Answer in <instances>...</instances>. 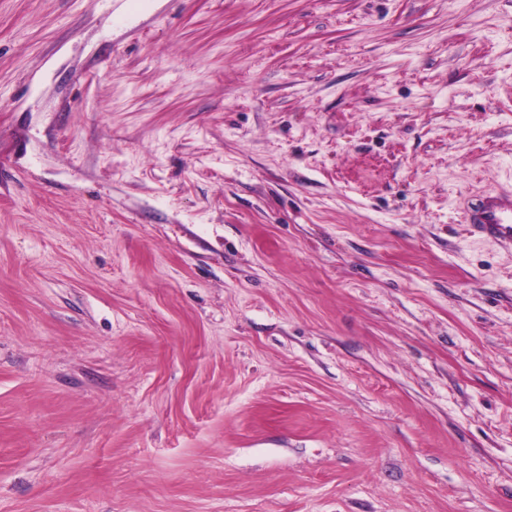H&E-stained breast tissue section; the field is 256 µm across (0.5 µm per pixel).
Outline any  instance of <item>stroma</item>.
Instances as JSON below:
<instances>
[{"instance_id": "35a3bbf8", "label": "stroma", "mask_w": 512, "mask_h": 512, "mask_svg": "<svg viewBox=\"0 0 512 512\" xmlns=\"http://www.w3.org/2000/svg\"><path fill=\"white\" fill-rule=\"evenodd\" d=\"M512 0H0V512H512ZM464 215L473 233L512 244L511 190H489L477 195L467 202Z\"/></svg>"}]
</instances>
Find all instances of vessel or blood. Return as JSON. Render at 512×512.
Here are the masks:
<instances>
[{"label":"vessel or blood","instance_id":"b4317fda","mask_svg":"<svg viewBox=\"0 0 512 512\" xmlns=\"http://www.w3.org/2000/svg\"><path fill=\"white\" fill-rule=\"evenodd\" d=\"M465 222L472 232L512 244V191L489 190L469 200Z\"/></svg>","mask_w":512,"mask_h":512}]
</instances>
